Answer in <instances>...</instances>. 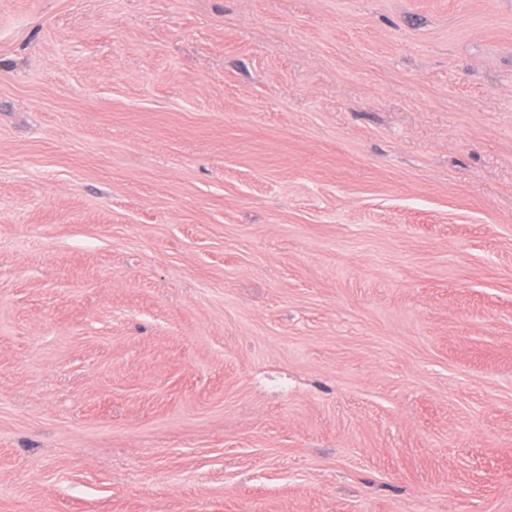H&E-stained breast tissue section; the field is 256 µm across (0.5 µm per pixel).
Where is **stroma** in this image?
<instances>
[{
	"mask_svg": "<svg viewBox=\"0 0 512 512\" xmlns=\"http://www.w3.org/2000/svg\"><path fill=\"white\" fill-rule=\"evenodd\" d=\"M0 512H512V0H0Z\"/></svg>",
	"mask_w": 512,
	"mask_h": 512,
	"instance_id": "stroma-1",
	"label": "stroma"
}]
</instances>
